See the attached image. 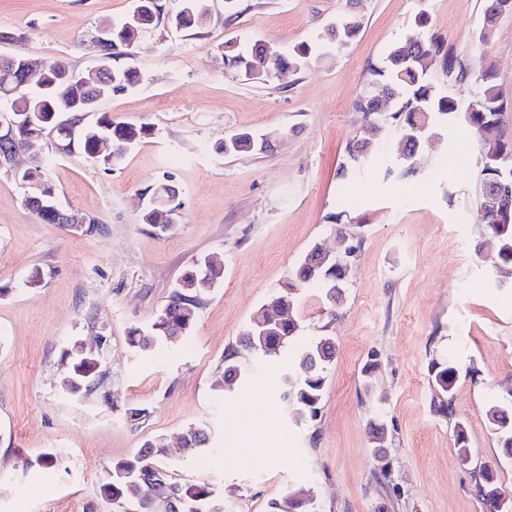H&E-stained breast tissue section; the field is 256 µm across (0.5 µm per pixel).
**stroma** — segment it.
<instances>
[{"instance_id": "1", "label": "stroma", "mask_w": 512, "mask_h": 512, "mask_svg": "<svg viewBox=\"0 0 512 512\" xmlns=\"http://www.w3.org/2000/svg\"><path fill=\"white\" fill-rule=\"evenodd\" d=\"M133 49L136 84L106 92L101 112L153 133L105 169L81 155H55L46 170L60 204L94 219L93 232L47 223L25 204L27 190L0 173V512H112L96 489L112 461L163 436L161 462L187 484H205L224 512H269L288 491L313 496L319 512H483L480 470L496 471L512 497V458L503 455L485 411L512 391V282L479 252L481 133L456 125L432 138L404 177L394 123L367 131L351 110L379 93L369 69L390 45L433 32L458 54L468 78L444 83L468 101L494 62L509 102L512 137V13L488 45L475 34L483 0H210L204 30H180L167 16ZM131 0H0V52L96 66L99 23L124 18ZM356 12V42L300 73L254 82L228 71L225 40L280 48L325 38ZM100 112V113H101ZM284 131L262 155L227 157L214 148L239 130ZM372 137L378 152L341 186L337 169L350 140ZM171 180L180 220L157 237L140 221L142 191ZM342 213L341 224L329 223ZM358 234L343 302L325 311L321 289L298 295L305 347L336 342L317 417L291 421L276 396L287 359L254 368L245 391L224 393L223 359L254 313L288 282L312 243L336 247ZM220 256L224 279L203 297L184 342L136 356L127 329L149 325L193 261ZM40 287H26L33 271ZM100 349L102 384L86 397L65 392L61 356L73 341ZM458 369L452 411H435L432 362ZM146 409L130 422L126 408ZM381 417L388 446L376 458L369 423ZM467 427L471 461L457 453ZM208 424L218 450L184 457L183 430ZM58 456L48 471L35 461Z\"/></svg>"}]
</instances>
